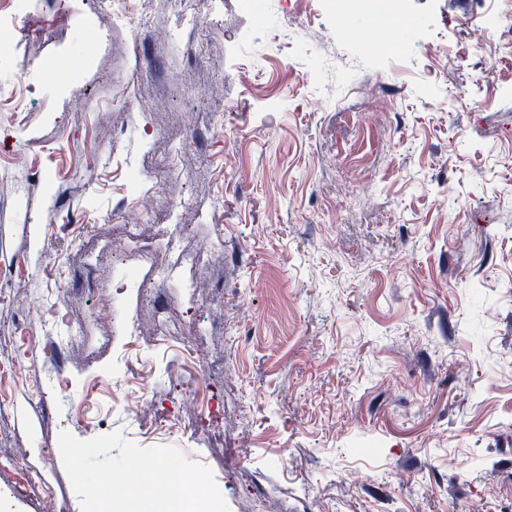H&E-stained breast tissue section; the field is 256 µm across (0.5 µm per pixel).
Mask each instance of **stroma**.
<instances>
[{"label": "stroma", "instance_id": "1", "mask_svg": "<svg viewBox=\"0 0 512 512\" xmlns=\"http://www.w3.org/2000/svg\"><path fill=\"white\" fill-rule=\"evenodd\" d=\"M127 5L34 0L42 30L0 42V160L23 159L0 180V512H114L85 484L135 501L162 460L224 512H512V37L464 52L512 0H407L381 50L389 0H318L291 53L286 0ZM143 199L140 237L179 222L177 250L129 253ZM121 259L126 344L82 292ZM164 266L177 286L143 293ZM39 309L79 335L55 346ZM193 340L220 437L174 406ZM116 365L152 370L138 416L94 379Z\"/></svg>", "mask_w": 512, "mask_h": 512}]
</instances>
